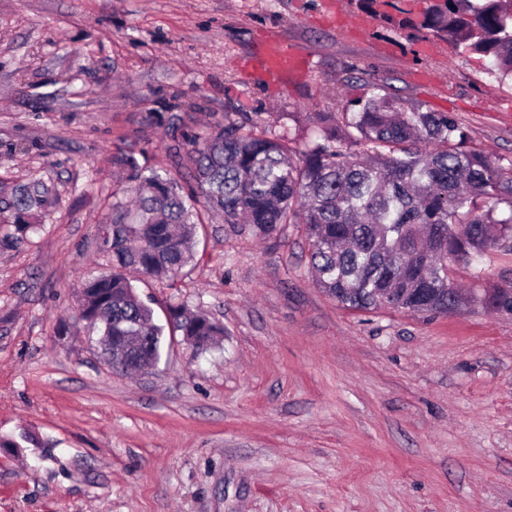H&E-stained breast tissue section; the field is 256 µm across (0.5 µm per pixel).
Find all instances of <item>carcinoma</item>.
Masks as SVG:
<instances>
[{"label": "carcinoma", "instance_id": "carcinoma-1", "mask_svg": "<svg viewBox=\"0 0 512 512\" xmlns=\"http://www.w3.org/2000/svg\"><path fill=\"white\" fill-rule=\"evenodd\" d=\"M420 26L487 58L489 73L512 78V0H431ZM384 89L372 86L337 119L326 113L298 163L288 132L265 128L259 116L248 124L226 118L195 135L170 123L165 137L175 168L184 157L193 165L186 188L173 177L145 174L131 156L116 158L138 203L133 210L113 205L112 219L99 229L112 272L82 291L83 318L96 327L104 359L112 337L140 331L148 337L146 365L160 360L163 327L125 271L162 280L186 267L199 203L260 237L282 224L303 225L316 283L342 304L406 310L431 303L422 314L454 307L459 292L448 262L475 265L512 239V163L506 168L468 149L452 115ZM48 196L40 182L15 188L17 232L35 227ZM166 309L172 333L197 351L224 333L182 304Z\"/></svg>", "mask_w": 512, "mask_h": 512}]
</instances>
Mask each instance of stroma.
<instances>
[{
    "instance_id": "35a3bbf8",
    "label": "stroma",
    "mask_w": 512,
    "mask_h": 512,
    "mask_svg": "<svg viewBox=\"0 0 512 512\" xmlns=\"http://www.w3.org/2000/svg\"><path fill=\"white\" fill-rule=\"evenodd\" d=\"M428 0H0V512H512V315L350 308L319 288L302 225L262 239L206 219L175 278L133 275L156 324L184 304L224 328L113 372L80 318L111 265L99 226L133 154L173 173L164 129L261 115L294 153L369 85L453 114L512 162V82L421 20ZM304 53L282 82L269 38ZM50 189L19 237L14 188ZM465 293L512 287V249Z\"/></svg>"
}]
</instances>
